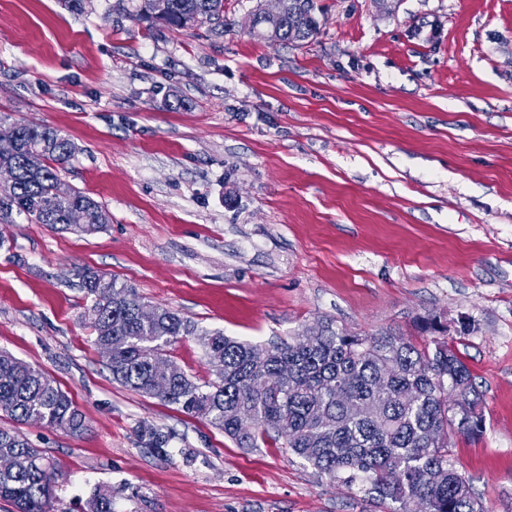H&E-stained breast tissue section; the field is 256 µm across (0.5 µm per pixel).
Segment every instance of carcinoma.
<instances>
[{"label": "carcinoma", "mask_w": 512, "mask_h": 512, "mask_svg": "<svg viewBox=\"0 0 512 512\" xmlns=\"http://www.w3.org/2000/svg\"><path fill=\"white\" fill-rule=\"evenodd\" d=\"M155 13L153 0H116L113 9L133 11L148 25L194 30L224 25V0H168ZM315 0H291L279 20L257 11V35L288 45L303 42L318 28ZM0 163L12 180L0 184V220L24 217L54 231L91 235L110 222L105 207L75 189L68 199L53 193L59 170L75 146L59 130L18 121L0 113ZM43 157L41 169L28 167L27 155ZM80 208L86 223H67ZM81 285L92 304L88 310L97 347L111 352L107 367L113 381L208 420L242 448L258 447L263 435L275 434L284 447L318 472L347 485L367 482L382 500L406 504L417 497L426 512H487L470 484L448 461V430L471 437L483 432L482 394L460 356L448 345L440 318H420L425 337L417 346L400 335L362 336L331 323L305 330L299 337L272 345L237 341L219 330H206L164 307L143 320L132 287L90 268ZM197 336L209 359L223 361L217 380L194 381L180 366L159 376L154 362L181 336ZM252 414L254 426L242 430L238 415ZM0 413L17 422L42 421L73 435L84 429L83 416L54 380L7 352H0ZM148 444L166 454L169 436L151 429ZM12 466L0 469V498L15 512H53L55 467L43 452L12 431L0 429V457ZM89 512H112V491L96 490Z\"/></svg>", "instance_id": "carcinoma-1"}]
</instances>
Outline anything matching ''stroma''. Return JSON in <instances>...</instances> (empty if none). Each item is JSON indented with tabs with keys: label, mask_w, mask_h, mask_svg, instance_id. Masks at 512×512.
<instances>
[{
	"label": "stroma",
	"mask_w": 512,
	"mask_h": 512,
	"mask_svg": "<svg viewBox=\"0 0 512 512\" xmlns=\"http://www.w3.org/2000/svg\"><path fill=\"white\" fill-rule=\"evenodd\" d=\"M257 2L224 0L214 32L0 0V113L65 134L61 180L111 215L93 235L0 224V350L86 425L0 428L54 462L55 512H89L97 488L112 512H395L113 381L79 274L263 345L325 321L418 345L435 315L483 394L482 436L449 432L448 460L512 512V0H316L318 34L288 46L251 35ZM164 356L216 377L197 337Z\"/></svg>",
	"instance_id": "obj_1"
}]
</instances>
